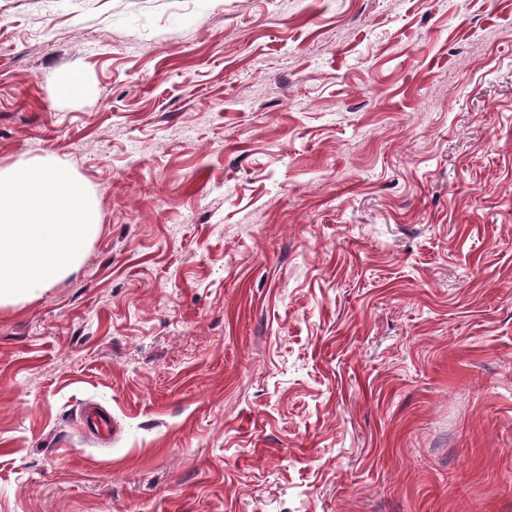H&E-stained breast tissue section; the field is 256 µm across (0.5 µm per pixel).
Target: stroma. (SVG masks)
<instances>
[{"label": "stroma", "instance_id": "stroma-1", "mask_svg": "<svg viewBox=\"0 0 512 512\" xmlns=\"http://www.w3.org/2000/svg\"><path fill=\"white\" fill-rule=\"evenodd\" d=\"M47 155L102 222L0 306V512H512V0H0ZM85 89L84 78L79 71L65 70L57 73L55 77V95L61 100L80 98ZM84 422L89 431L101 437L111 430V419L107 412L89 407L84 414Z\"/></svg>", "mask_w": 512, "mask_h": 512}]
</instances>
